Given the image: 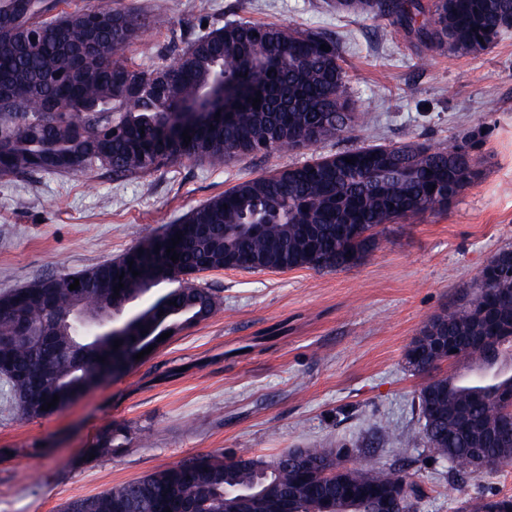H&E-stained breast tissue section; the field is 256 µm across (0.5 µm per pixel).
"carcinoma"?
<instances>
[{
    "instance_id": "1",
    "label": "carcinoma",
    "mask_w": 512,
    "mask_h": 512,
    "mask_svg": "<svg viewBox=\"0 0 512 512\" xmlns=\"http://www.w3.org/2000/svg\"><path fill=\"white\" fill-rule=\"evenodd\" d=\"M3 4L0 179L93 169L135 179L182 158L216 167L368 123L347 92L336 41L320 32L229 20L184 48L172 44L176 68L145 70L114 57L115 47L127 49L139 37L136 16L99 7L48 19L47 0ZM336 11L388 20L429 50L460 54L484 50L512 28V0H434L427 11L420 0H336ZM219 72L222 97L213 88ZM18 103L28 111H14ZM176 103L187 104L190 115L170 111ZM482 139L477 132L448 147L372 144L239 181L166 227V247L179 260L162 254L154 280L178 287L132 316L121 338L95 335L67 316L80 308L122 318L145 292L132 271H142L155 238L115 261L0 294V376L24 416L62 411L104 381L115 353L131 364L146 345H162L161 334L210 318L220 301L195 284L199 274L354 266L372 252L380 227L445 209L470 186ZM492 258L474 291L428 322L404 355L423 377L416 400L424 443L459 484L512 466V403L505 400L512 377L464 385L440 370L444 362L480 368L512 348V247ZM76 279L87 292L69 289ZM55 395L56 406L42 410ZM341 448L284 449L270 459L200 455L74 500L65 512H410L417 494L410 474L367 462L370 448L356 442ZM457 512H512V495L465 497Z\"/></svg>"
}]
</instances>
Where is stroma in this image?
<instances>
[{"label":"stroma","mask_w":512,"mask_h":512,"mask_svg":"<svg viewBox=\"0 0 512 512\" xmlns=\"http://www.w3.org/2000/svg\"><path fill=\"white\" fill-rule=\"evenodd\" d=\"M143 16L129 62L152 68L173 39L230 19L317 30L336 40L367 129L213 167L184 159L134 180L94 170L0 180V293L77 273L161 235L239 178L367 144L448 145L476 127L480 175L448 208L387 225L343 270H216L221 299L152 354L48 418L21 414L0 378V512L69 502L202 454H262L366 438L372 460L408 463L414 512H456L462 494H512V467L458 488L432 461L405 364L420 329L512 247V30L488 49L428 51L388 22L337 13L334 0H112ZM118 452L90 457L99 441Z\"/></svg>","instance_id":"obj_1"}]
</instances>
